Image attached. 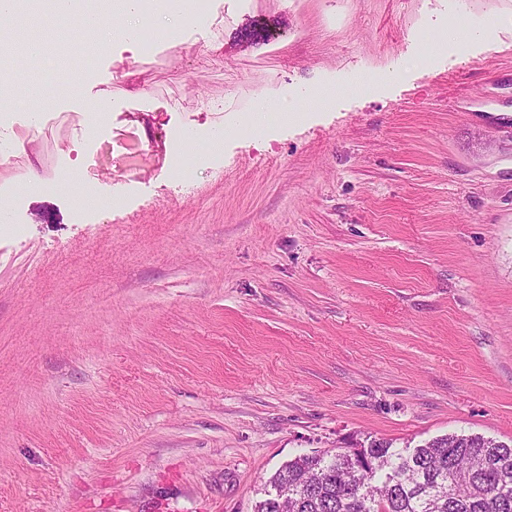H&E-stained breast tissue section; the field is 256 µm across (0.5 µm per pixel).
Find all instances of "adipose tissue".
Returning a JSON list of instances; mask_svg holds the SVG:
<instances>
[{
  "instance_id": "1",
  "label": "adipose tissue",
  "mask_w": 512,
  "mask_h": 512,
  "mask_svg": "<svg viewBox=\"0 0 512 512\" xmlns=\"http://www.w3.org/2000/svg\"><path fill=\"white\" fill-rule=\"evenodd\" d=\"M46 13L56 20L69 21L74 30L96 36L98 50H112V18H120L123 32L130 39H138L146 20H153L164 29L171 44L181 42L183 20L176 11L160 14L154 0H0V24L24 13ZM44 53L41 42L17 44L0 31V58L10 61L14 74L25 69ZM13 76L0 77V110L22 106L31 119L42 117L50 106L41 94L20 89Z\"/></svg>"
}]
</instances>
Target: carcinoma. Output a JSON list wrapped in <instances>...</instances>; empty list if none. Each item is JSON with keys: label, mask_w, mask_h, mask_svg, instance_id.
Returning a JSON list of instances; mask_svg holds the SVG:
<instances>
[{"label": "carcinoma", "mask_w": 512, "mask_h": 512, "mask_svg": "<svg viewBox=\"0 0 512 512\" xmlns=\"http://www.w3.org/2000/svg\"><path fill=\"white\" fill-rule=\"evenodd\" d=\"M286 489L256 512H512V446L450 435L410 455L374 439L335 453L300 455L270 478Z\"/></svg>", "instance_id": "1"}]
</instances>
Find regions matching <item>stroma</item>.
Here are the masks:
<instances>
[{
  "label": "stroma",
  "mask_w": 512,
  "mask_h": 512,
  "mask_svg": "<svg viewBox=\"0 0 512 512\" xmlns=\"http://www.w3.org/2000/svg\"><path fill=\"white\" fill-rule=\"evenodd\" d=\"M181 37L94 59L90 136L42 75L0 165V512H255L302 454L512 445V0H211ZM278 108L280 112H285L284 116L288 119V112H292L288 109V104L276 100H265L258 104L255 109V113L249 118L247 127L249 132L260 131L265 123L266 112L271 108Z\"/></svg>",
  "instance_id": "1"
}]
</instances>
